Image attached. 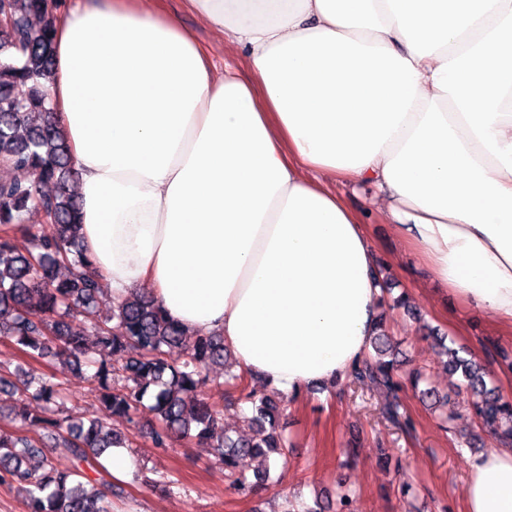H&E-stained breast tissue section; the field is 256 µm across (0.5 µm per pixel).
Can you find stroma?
<instances>
[{"label": "stroma", "mask_w": 512, "mask_h": 512, "mask_svg": "<svg viewBox=\"0 0 512 512\" xmlns=\"http://www.w3.org/2000/svg\"><path fill=\"white\" fill-rule=\"evenodd\" d=\"M168 6L210 51L216 66L239 60L237 47L212 30L184 0H168ZM367 234L382 271L388 334L399 344L403 368H426L430 387L442 393L455 391L457 377L436 365L438 348L428 335L433 328L438 335L468 347L501 394L512 399V334L495 332L484 310L448 295L404 249L392 225L372 218ZM402 295L408 297L409 307L396 305ZM491 341L498 349L490 353L486 345ZM21 361L30 374L49 375L64 384L69 394L67 409L74 419L100 415L89 369L77 371L50 356L23 360L17 345L0 336V362ZM401 398L414 421L408 433L381 419L376 393L347 378L326 392L283 401L280 423L289 439L287 458L271 470L279 483L247 495L229 488L223 468L211 462L206 448L194 443L155 448L142 432L154 416L142 411L137 418L139 431L128 450L133 468L113 483L114 507L116 512H283L286 500L309 505L322 493L334 496L348 489L356 512H465L471 462L496 447V439L464 408H457L449 429L444 430L439 426V411L417 393L408 389ZM163 474L175 475L179 486L168 491L141 481L145 475L156 479ZM403 477L414 485L407 495L397 490Z\"/></svg>", "instance_id": "stroma-1"}]
</instances>
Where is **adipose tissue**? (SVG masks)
I'll return each mask as SVG.
<instances>
[{"label":"adipose tissue","instance_id":"ef3b65f1","mask_svg":"<svg viewBox=\"0 0 512 512\" xmlns=\"http://www.w3.org/2000/svg\"><path fill=\"white\" fill-rule=\"evenodd\" d=\"M242 51L217 71L153 0L56 12L55 120L80 241L278 390L343 377L374 334L373 204L434 280L512 331V0H187ZM466 512H512V446Z\"/></svg>","mask_w":512,"mask_h":512}]
</instances>
